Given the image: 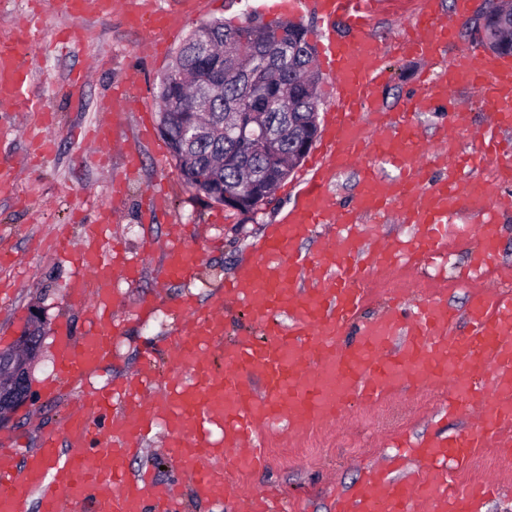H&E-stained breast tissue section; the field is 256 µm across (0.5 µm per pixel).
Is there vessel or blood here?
Returning a JSON list of instances; mask_svg holds the SVG:
<instances>
[{"mask_svg":"<svg viewBox=\"0 0 512 512\" xmlns=\"http://www.w3.org/2000/svg\"><path fill=\"white\" fill-rule=\"evenodd\" d=\"M308 1L323 24L317 39L334 106L296 204L269 226L258 259L226 279L212 305L173 301L177 323L163 341L172 358L168 370L149 354L121 381L81 392L62 434L45 435L22 463H14L0 442V512H25L33 492L39 512H177L189 489L201 498H232L239 512H272L273 497L238 479L264 465L268 431L284 424L300 433L332 424L344 418L349 404L370 406L411 388L443 393L445 411L464 410L477 417V426L445 440L410 444V453L425 464L422 472L401 479L376 472L354 494L338 498L335 512H478L483 500L499 494L497 479L467 487L445 463H469L490 442L512 455V278L496 261L497 227L485 206L497 189L512 184V142L500 135L512 127V59L480 57L469 46H456V24L467 16L468 0H457L451 21L440 17L435 0H418L396 44L403 56L428 62L421 90L406 98L398 114L372 112L368 105L385 78L374 67L383 48L368 33L376 0H271L270 9L295 13ZM202 4L184 0L182 10L168 12L154 0H51L50 10L67 18L122 14L149 30L156 53ZM340 20L347 35L336 31ZM451 43L455 51L441 61V49ZM26 56L25 34L0 46L1 107L26 102L32 81ZM461 85L477 90L489 125L465 152H424L421 113L445 107L451 129L469 131V112L451 97ZM370 153L393 166L395 176L366 162ZM354 163L359 193L353 205H337L327 184ZM437 169L441 177L430 179ZM466 204L484 209V246L468 276L488 283L474 300L467 336L454 337V311L431 297L416 305L400 350L388 348L399 325L389 313L367 323L356 342H343L344 330L365 304L368 284L398 265L439 258L455 235L450 219ZM393 214L416 225L410 241L375 236L374 224ZM327 224L335 225V237L315 255L302 253L299 241ZM56 245L83 269L66 297L87 314L89 329L75 336L60 326L54 373L43 387L49 395L86 382L111 361L112 340L122 329L112 315L118 301L114 281L133 284L141 276L138 265L108 254L100 225H86L76 241L57 238ZM200 265L183 225H171L162 279L193 278ZM235 308L247 312L253 329L228 340L224 320ZM158 429L178 470L160 487L128 468ZM227 458L234 466L230 474L224 470Z\"/></svg>","mask_w":512,"mask_h":512,"instance_id":"b4317fda","label":"vessel or blood"}]
</instances>
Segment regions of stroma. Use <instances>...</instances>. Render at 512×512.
<instances>
[{"instance_id":"obj_1","label":"stroma","mask_w":512,"mask_h":512,"mask_svg":"<svg viewBox=\"0 0 512 512\" xmlns=\"http://www.w3.org/2000/svg\"><path fill=\"white\" fill-rule=\"evenodd\" d=\"M263 0H205L201 14L184 25L191 32L198 25L221 18L234 25L244 24ZM30 0H0V44L12 42L19 29H26L28 52L33 70L29 87L32 105L22 112H0V162L12 164L18 173L15 182L0 188V252L10 253V262L0 264V336L16 343L30 323L33 309H40L45 323L40 357L33 370L35 397L27 404L0 415V438L16 442L14 457L23 460L39 446L49 432L60 431L65 409L72 397L63 392L50 399L42 386L53 372L56 330L68 324L73 333L87 328L85 317L72 309L65 290L77 266L72 260L50 252L47 240L61 227L72 236L83 232V221L111 214L106 234H119L127 245L128 256L138 258L142 275L137 284L118 282L120 315L127 323L114 341L111 364L103 366L90 384L102 387L125 377L147 350L159 348L170 335L176 317L170 302L182 295L198 303L210 301L226 278L259 255L268 225L279 222L295 201V194L307 170L299 164L272 194L270 203L251 213L215 203L198 196L180 179L160 135L151 141L137 137L138 116L124 111L125 121L117 130V146L107 167L94 161L96 147L85 140L84 131L104 114L122 111L111 91L137 73L141 92L153 97L158 79L169 69L179 48L171 42L156 58H149L144 47L147 33L131 26L121 14L100 20L55 18L43 13L41 20L29 21ZM71 28L82 34L80 47L61 51L55 45L59 31ZM388 79L376 91L381 111L397 113L401 103L420 84L425 61L389 53L384 61ZM138 152L141 165L127 172L126 155ZM125 178L127 191L115 197L113 177ZM164 181L171 187L166 211L143 207L144 187ZM186 225L189 242L204 256L203 274L182 282L160 283L156 269L161 251L143 253L145 240L164 243L170 224ZM474 250L449 244L445 263L420 269L399 267L371 289L363 316L382 314L392 291H410L413 299L440 294L459 316L457 333L467 331V317L477 281L461 284L460 279L473 259ZM155 294L157 309L146 320L130 317L139 297ZM436 393L410 391L391 398L397 419L380 424L382 405L351 406L342 428L319 426L293 437L275 434L266 439L267 466L247 478L254 490H279L291 505L290 512H333L340 493L354 492L370 471L386 468L397 453L401 436L412 440H440L470 427L467 417H440ZM131 470H151L157 483L173 475L172 460L163 446L162 435H154L141 453L129 461ZM497 477L504 485L500 495L484 501L479 512H512V462L500 449L482 448L470 465L460 471L461 480L481 482Z\"/></svg>"}]
</instances>
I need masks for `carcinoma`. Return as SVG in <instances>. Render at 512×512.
Returning a JSON list of instances; mask_svg holds the SVG:
<instances>
[{
	"mask_svg": "<svg viewBox=\"0 0 512 512\" xmlns=\"http://www.w3.org/2000/svg\"><path fill=\"white\" fill-rule=\"evenodd\" d=\"M496 0H485L467 23L487 30L483 48L512 52V25L495 20ZM309 30L298 22L242 25L213 20L186 37L176 67L155 85L159 132L184 184L213 202L224 194L248 197L246 178L278 185L302 160L295 143L318 133V88L323 81ZM231 112L243 119L259 113L280 136L278 157L257 151L249 140L226 134Z\"/></svg>",
	"mask_w": 512,
	"mask_h": 512,
	"instance_id": "carcinoma-1",
	"label": "carcinoma"
}]
</instances>
